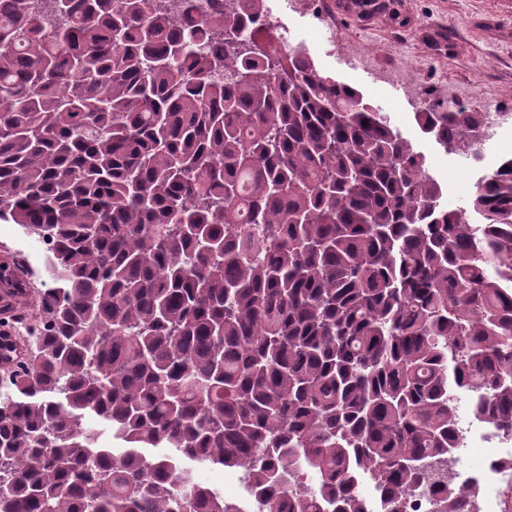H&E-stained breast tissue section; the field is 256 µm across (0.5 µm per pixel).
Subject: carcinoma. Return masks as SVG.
<instances>
[{"instance_id": "carcinoma-1", "label": "carcinoma", "mask_w": 512, "mask_h": 512, "mask_svg": "<svg viewBox=\"0 0 512 512\" xmlns=\"http://www.w3.org/2000/svg\"><path fill=\"white\" fill-rule=\"evenodd\" d=\"M264 0H0V512H458L460 395L512 430V156L461 210ZM419 128L478 162L487 112ZM478 216L471 222L467 212ZM24 231L17 224L0 223V266H13L16 262V249L20 247V239ZM44 256L38 258H30V266L21 274L30 291V300L35 301L40 291H44L51 286L49 279L44 275L43 264ZM44 282L46 284H44ZM222 471L220 469H210L207 467H198L194 474L199 481L205 482L206 475L210 472ZM209 482L215 484H221L224 482V495L227 496H238L239 498L243 495L245 490V479L242 473L238 474H209L207 476Z\"/></svg>"}]
</instances>
